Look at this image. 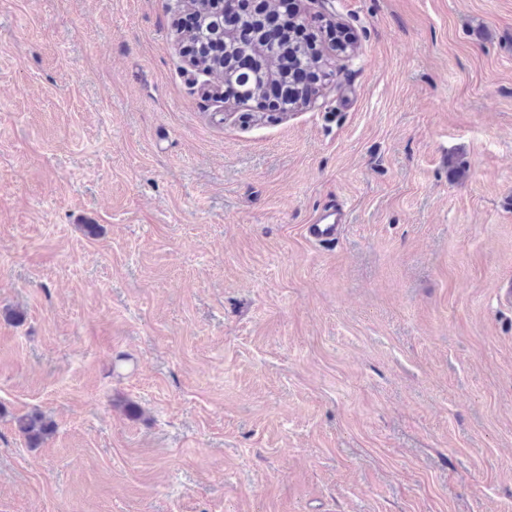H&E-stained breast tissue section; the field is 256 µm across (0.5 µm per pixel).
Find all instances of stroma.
Returning a JSON list of instances; mask_svg holds the SVG:
<instances>
[{"label":"stroma","mask_w":512,"mask_h":512,"mask_svg":"<svg viewBox=\"0 0 512 512\" xmlns=\"http://www.w3.org/2000/svg\"><path fill=\"white\" fill-rule=\"evenodd\" d=\"M170 4L0 0V512H512V0H305L283 117ZM286 47L288 54L292 55L302 68L321 70L326 65L324 61H321V59L317 57L313 41L298 42L289 38ZM288 54H282L280 57V68L283 70H288L290 67L291 60ZM344 212L339 207L330 206L325 209L315 224L305 226L306 234L315 241H334L344 227ZM18 431L30 446H39L53 434L55 426L46 416L32 412L16 417Z\"/></svg>","instance_id":"stroma-1"}]
</instances>
